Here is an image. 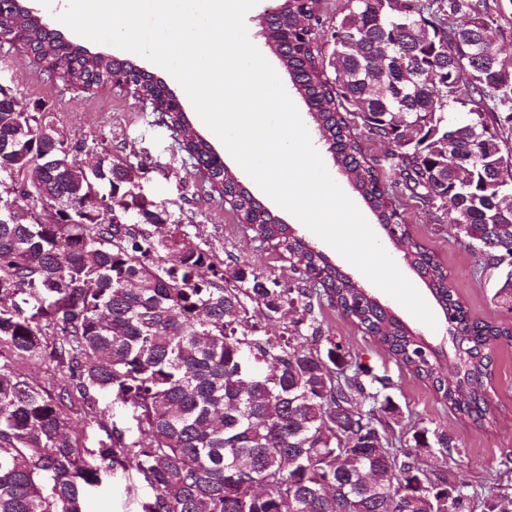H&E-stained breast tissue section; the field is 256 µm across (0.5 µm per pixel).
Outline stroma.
Returning a JSON list of instances; mask_svg holds the SVG:
<instances>
[{"label":"stroma","instance_id":"obj_1","mask_svg":"<svg viewBox=\"0 0 512 512\" xmlns=\"http://www.w3.org/2000/svg\"><path fill=\"white\" fill-rule=\"evenodd\" d=\"M29 5L65 40L89 53H105L130 62L162 79L172 92H180L176 79L148 59L71 32L58 21L56 11L43 6L40 0H30ZM0 84L10 87L21 102L46 105L71 140L89 144L103 139L113 154L147 157L150 166L142 181L144 193L165 203L175 216L198 224V242L212 247L225 264L250 265L277 279L287 289L299 286V275L293 272L288 260L269 245L254 240L252 231L239 223L223 196L194 177L189 160L178 149V135L169 127L165 115L153 111L132 93L117 88L73 87L60 75L49 74L43 63L9 43L0 45ZM224 162L257 200L284 223L296 226L304 239L316 245L341 272L369 289L408 328L421 334L431 346L451 348L445 325L433 330L418 321L395 299L373 287L333 248L299 225L294 215L281 210L240 169L236 160L228 156ZM399 214L413 236L447 268L454 296L470 316L512 329V312L492 299L497 285L496 271L481 269L478 253L464 238L456 236L446 216L411 199L404 200ZM315 315L324 334L343 346L348 360L386 383L387 395L399 408L398 415L391 417L389 423L403 444H411L415 430L421 428H437L452 438L450 455H441L435 448L423 450L426 466L447 470L450 477L482 492L497 484L512 485V341H497L492 352L494 376L489 397L496 408L497 420L479 426L454 414L439 400L426 379L384 351L359 324L343 316L328 300L316 305ZM133 484L137 485V492L128 493V486ZM148 493V488L138 486L135 471L120 473L92 491L86 512H138L140 497Z\"/></svg>","mask_w":512,"mask_h":512}]
</instances>
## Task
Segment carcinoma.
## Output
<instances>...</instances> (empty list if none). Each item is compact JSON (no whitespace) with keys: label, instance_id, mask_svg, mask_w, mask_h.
Returning <instances> with one entry per match:
<instances>
[{"label":"carcinoma","instance_id":"1","mask_svg":"<svg viewBox=\"0 0 512 512\" xmlns=\"http://www.w3.org/2000/svg\"><path fill=\"white\" fill-rule=\"evenodd\" d=\"M322 0H281L266 18L271 48L331 153L386 231L397 224L405 190L443 211L456 234L498 271L494 298L512 309V218L487 182L512 162V88L468 78L470 59L457 20L497 19L473 0H345L334 19L329 53L313 25ZM29 48L44 58L68 56L72 85L132 76L143 96L158 85L133 65L87 51L22 10ZM431 23L429 40L410 41L407 19ZM387 66L376 89L363 77ZM422 71L436 101L392 82ZM54 113L35 103L0 112V139L16 140L0 155V512H83L92 489L135 463L151 489L140 512H512V487L486 493L428 469L421 450L449 451L448 434L423 428L415 445H396L377 412L395 415L388 396L366 386L339 344L322 334L314 302L325 297L359 323L391 355L432 383L462 418L494 419L486 397L493 376L488 355L512 331L473 320L454 298L448 271L398 224L395 245L423 278L448 322L453 354L428 347L313 244L296 234L243 188L209 140L182 138L181 150L204 180L223 181L239 223L261 243L288 253L303 286L284 290L248 265L223 268L211 248L186 244L182 220L126 182L141 161L118 158L101 145L97 168L57 142L64 167H45L52 148L43 127ZM412 126L414 136L405 130ZM391 146L381 164L367 157L358 129ZM72 197L68 210L39 220L40 187ZM125 211H112V193ZM26 197L37 217L5 205ZM299 316L272 334L281 308ZM67 369L69 386L53 396L16 371L26 359ZM82 403L111 423L106 440L82 448L65 409ZM128 410L134 425L113 419Z\"/></svg>","mask_w":512,"mask_h":512}]
</instances>
